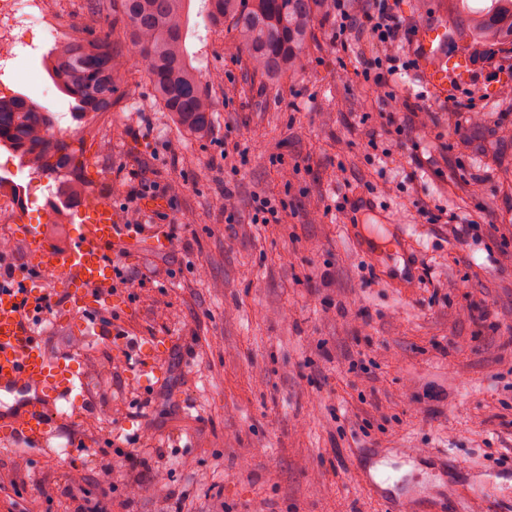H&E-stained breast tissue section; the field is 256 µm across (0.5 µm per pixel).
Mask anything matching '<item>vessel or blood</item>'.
Instances as JSON below:
<instances>
[{"instance_id":"1","label":"vessel or blood","mask_w":512,"mask_h":512,"mask_svg":"<svg viewBox=\"0 0 512 512\" xmlns=\"http://www.w3.org/2000/svg\"><path fill=\"white\" fill-rule=\"evenodd\" d=\"M415 52L429 88L448 98V73L456 59L448 54L447 24L437 22L420 30ZM64 220L72 225L66 245H58L39 224L25 225L22 240L34 269L64 277L63 290L75 309L85 307L88 298L111 284L113 251L155 243L135 225L119 223L111 209L98 202L65 214ZM50 311L46 291L30 281L0 293V391L22 398L21 408L0 426V443L52 447V416L61 402L69 400L80 377L77 359L69 354L49 356L43 346L38 325Z\"/></svg>"}]
</instances>
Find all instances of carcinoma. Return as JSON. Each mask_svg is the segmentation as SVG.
<instances>
[{
	"mask_svg": "<svg viewBox=\"0 0 512 512\" xmlns=\"http://www.w3.org/2000/svg\"><path fill=\"white\" fill-rule=\"evenodd\" d=\"M119 2L123 33L145 62L156 101L179 127L207 135L212 103L185 47L191 0ZM322 2L200 0L198 14L213 26L231 24L235 45L252 71L271 80L299 68L311 28L324 15ZM461 37L473 44L512 46V0H491L488 8L471 13ZM122 67L109 42L91 34L68 38L47 56V72L73 99L76 119L112 111ZM53 124V116L25 96L0 98V144L17 152L33 170L60 169L71 161L69 146L50 134Z\"/></svg>",
	"mask_w": 512,
	"mask_h": 512,
	"instance_id": "cac0c4a2",
	"label": "carcinoma"
}]
</instances>
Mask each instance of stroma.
Here are the masks:
<instances>
[{
    "mask_svg": "<svg viewBox=\"0 0 512 512\" xmlns=\"http://www.w3.org/2000/svg\"><path fill=\"white\" fill-rule=\"evenodd\" d=\"M490 0H394L406 36L389 87L367 81L356 54L315 24L301 68L267 81L233 48L230 30L191 16L190 56L202 61L213 103L205 137L186 133L154 99L145 66L119 27L112 0H48L60 38L94 29L125 62L112 111L95 115L84 139L67 99L37 57L15 60L0 81L54 114L70 167L34 173L0 147V193L14 196V224L43 223L59 180L78 177L88 196L110 199L131 224H175L169 245L119 252L157 282L72 310L55 303L39 332L79 339L94 357L92 410L69 426L92 437L145 433L158 485L114 512H154L163 489L203 512H389L362 479L398 486L408 512H512V235L459 243L448 227L485 211L512 225V48L473 44L468 78L453 103L436 98L414 67L421 28L464 24ZM420 105L428 127L400 144L388 118ZM248 153L224 170L225 144ZM433 157L418 166L415 153ZM238 221H224V190ZM139 201H130L131 192ZM288 208L280 226L251 222L252 198ZM163 200L146 210L145 200ZM401 251L369 250L367 237L398 229ZM415 261L420 279L399 273ZM117 312L157 371L140 379L111 340L89 338L96 313ZM371 361L370 372L351 369ZM147 407H140V400ZM156 429L145 430L147 421ZM0 447V467L54 474L50 502L35 487L0 489L31 512H70L62 491L88 473L90 457ZM403 448H424L419 461Z\"/></svg>",
    "mask_w": 512,
    "mask_h": 512,
    "instance_id": "stroma-1",
    "label": "stroma"
}]
</instances>
